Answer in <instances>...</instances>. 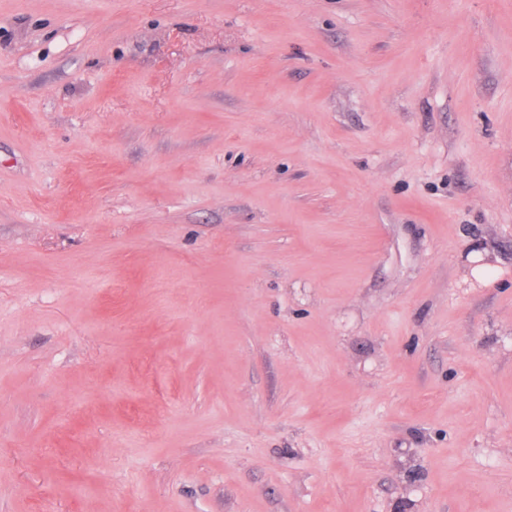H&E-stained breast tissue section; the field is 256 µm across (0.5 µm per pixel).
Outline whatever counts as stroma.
<instances>
[{"instance_id":"obj_1","label":"stroma","mask_w":512,"mask_h":512,"mask_svg":"<svg viewBox=\"0 0 512 512\" xmlns=\"http://www.w3.org/2000/svg\"><path fill=\"white\" fill-rule=\"evenodd\" d=\"M0 512H512V0H0Z\"/></svg>"}]
</instances>
